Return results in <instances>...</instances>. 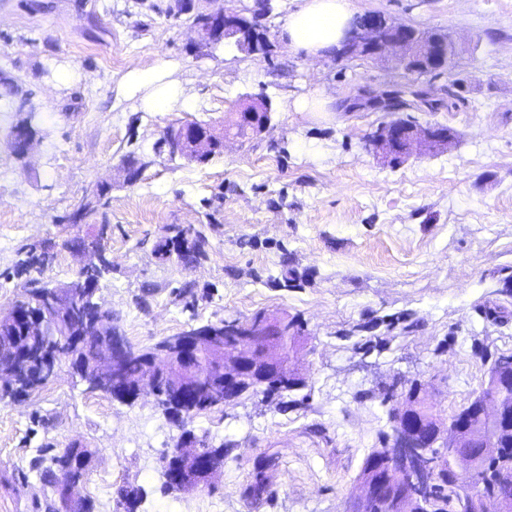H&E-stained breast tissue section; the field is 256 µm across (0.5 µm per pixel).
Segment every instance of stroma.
I'll list each match as a JSON object with an SVG mask.
<instances>
[{
  "instance_id": "35a3bbf8",
  "label": "stroma",
  "mask_w": 512,
  "mask_h": 512,
  "mask_svg": "<svg viewBox=\"0 0 512 512\" xmlns=\"http://www.w3.org/2000/svg\"><path fill=\"white\" fill-rule=\"evenodd\" d=\"M172 2L0 0V311L21 291L24 245L50 241L41 279L67 281L74 239L105 222L112 271L97 297L131 343L266 311L303 324L293 361L306 385L247 392L178 425L150 391L120 402L64 365L44 390L0 398V512H45L47 451L71 444L94 451L76 489L94 512H123L122 487L139 490L138 512H344L395 395L419 386L448 417L512 354V294L501 292L512 276V0H351L354 15L446 35L456 54L434 75L294 53L281 36L294 0H271L268 55L204 54ZM159 58L184 89L164 111L120 88ZM391 87L408 94L397 113L350 106L358 90ZM21 93L39 113L23 159L9 144ZM260 96L274 106L268 132L225 140L205 164L157 151L168 128L229 126ZM301 96L326 111H294ZM397 116L448 127L455 143L390 166L368 138ZM103 182L106 215L70 223ZM176 227L203 229L198 263L155 254ZM291 270L299 287L284 285ZM185 430L228 456L213 487L168 494L162 457ZM259 465L270 481L255 500Z\"/></svg>"
}]
</instances>
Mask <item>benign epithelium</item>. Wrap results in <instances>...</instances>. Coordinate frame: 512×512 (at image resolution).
I'll return each instance as SVG.
<instances>
[{
  "mask_svg": "<svg viewBox=\"0 0 512 512\" xmlns=\"http://www.w3.org/2000/svg\"><path fill=\"white\" fill-rule=\"evenodd\" d=\"M238 10L221 7L216 10L198 12L199 22L194 24L196 45L201 49L213 46L210 38L211 24L224 25V40L233 43L246 54L266 53L245 42L236 18ZM410 26L396 24L383 15L370 14L366 20L351 24L344 37L342 47L348 55H356L374 64H393L408 72L423 74L416 61L429 59L444 61V47L435 39H408ZM235 123L252 131H262L271 123L270 102L256 98L250 109L236 113ZM164 138L173 144L177 155L194 162L204 160L209 149L224 148V131L208 124L204 127L183 124L164 133ZM451 144L448 135L438 126L420 128L394 120L379 128L369 139L371 150L383 161L398 157L409 159L416 153L444 150ZM80 272L98 269L102 265L101 253L94 247L82 249ZM295 336L297 331L288 325V319L274 314L260 313L246 320H226L224 330L210 323L195 327L176 336L162 340L156 357L149 366L140 369L136 381H131L129 367L139 361L141 348L132 344L118 329L112 335L103 336L105 356L102 361L86 371L85 380L107 391L112 398L131 402L128 387L139 393L145 384L152 388L158 406L170 419L180 422L190 415L200 400L206 386L204 376L197 368L186 370L184 365L196 361L199 354L207 350L213 362L220 366L223 374V392H232L230 399L240 391H257L268 386L280 375L276 366L279 359V339ZM168 381L169 392L155 388L159 377ZM477 409L485 423L496 428L505 419L512 420V392L505 395L494 393L491 402L477 400ZM427 437L417 436L423 426L415 415V405L401 397L390 412V433L383 447L370 453V462L361 469L357 478L358 490L347 499L345 512H365L367 505L374 504L378 512H509V502L487 497L479 486L466 485L473 458L463 453L457 457L455 470L448 476L453 485L466 488L461 500L448 502L430 494L436 480L437 455L435 448H466L470 441L467 416L453 414L448 420L436 416L428 419ZM383 464L387 474L377 475V464ZM174 468L177 489H202L217 468L203 449L190 443L181 435L174 448L165 457L163 470ZM73 484L61 476L58 490L57 512H68L75 502Z\"/></svg>",
  "mask_w": 512,
  "mask_h": 512,
  "instance_id": "1",
  "label": "benign epithelium"
}]
</instances>
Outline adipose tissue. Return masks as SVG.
<instances>
[{
	"mask_svg": "<svg viewBox=\"0 0 512 512\" xmlns=\"http://www.w3.org/2000/svg\"><path fill=\"white\" fill-rule=\"evenodd\" d=\"M351 18V0H296L282 27V36L294 52L322 57L339 47ZM130 81L133 88L147 90L148 104L158 110L183 95L180 82L163 62L134 70Z\"/></svg>",
	"mask_w": 512,
	"mask_h": 512,
	"instance_id": "ef3b65f1",
	"label": "adipose tissue"
}]
</instances>
